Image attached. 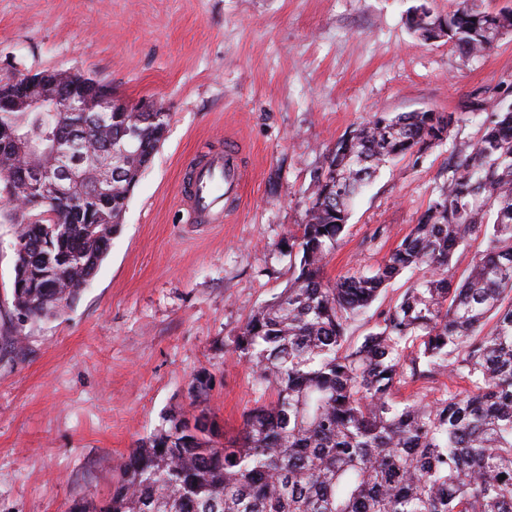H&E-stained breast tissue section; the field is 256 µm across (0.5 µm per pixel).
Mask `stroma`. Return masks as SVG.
<instances>
[{
  "mask_svg": "<svg viewBox=\"0 0 512 512\" xmlns=\"http://www.w3.org/2000/svg\"><path fill=\"white\" fill-rule=\"evenodd\" d=\"M456 0H0V82L73 70L128 106L170 112L96 276L61 316L12 317L14 227L0 219V512H66L107 495L123 456L161 417L207 409L237 431L264 400L229 353L248 317L288 283L290 230L323 154L376 112L465 113L421 164L381 169L358 198L328 278L377 265L474 140V99L512 105V33L465 57L408 27ZM234 140L245 185L222 224H188L187 164ZM383 236H375L376 228Z\"/></svg>",
  "mask_w": 512,
  "mask_h": 512,
  "instance_id": "stroma-1",
  "label": "stroma"
}]
</instances>
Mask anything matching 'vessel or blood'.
<instances>
[{
    "instance_id": "b4317fda",
    "label": "vessel or blood",
    "mask_w": 512,
    "mask_h": 512,
    "mask_svg": "<svg viewBox=\"0 0 512 512\" xmlns=\"http://www.w3.org/2000/svg\"><path fill=\"white\" fill-rule=\"evenodd\" d=\"M243 179L239 149L225 142L191 170L189 194L183 208L190 224H220L237 199Z\"/></svg>"
}]
</instances>
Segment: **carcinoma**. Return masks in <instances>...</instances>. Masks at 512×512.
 Returning <instances> with one entry per match:
<instances>
[{
  "mask_svg": "<svg viewBox=\"0 0 512 512\" xmlns=\"http://www.w3.org/2000/svg\"><path fill=\"white\" fill-rule=\"evenodd\" d=\"M447 39L465 56L512 32V11L461 0ZM480 136L452 148L448 177L427 209L374 268L325 277L353 201L386 164L414 165L444 139L428 112H376L323 155L288 234V286L231 340L273 399L224 434L201 404L213 378L198 373L190 413L162 417L123 459L110 493L67 512H512V112L484 98ZM46 115L0 109V143ZM170 121L168 112H58L60 149L87 157L78 177L104 193L35 202L25 192L14 224L12 306L17 319L56 317L84 291L123 224L131 195ZM137 144L114 175L107 145ZM0 152V184L31 162ZM485 242L462 275L456 249ZM424 275L358 340L352 321L404 272ZM493 318V326L487 320ZM448 373L466 384L431 401L395 399L406 380ZM505 478H500V475Z\"/></svg>",
  "mask_w": 512,
  "mask_h": 512,
  "instance_id": "carcinoma-1",
  "label": "carcinoma"
}]
</instances>
